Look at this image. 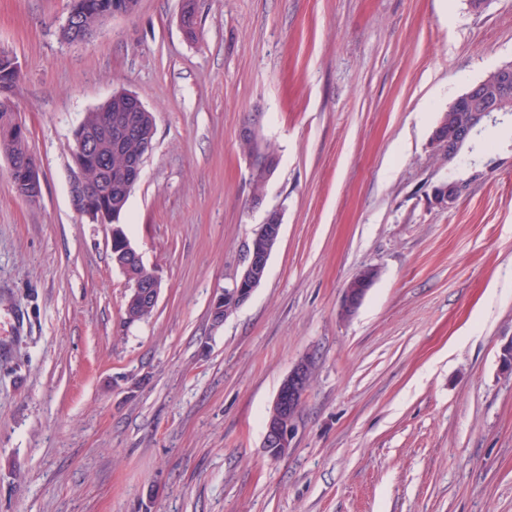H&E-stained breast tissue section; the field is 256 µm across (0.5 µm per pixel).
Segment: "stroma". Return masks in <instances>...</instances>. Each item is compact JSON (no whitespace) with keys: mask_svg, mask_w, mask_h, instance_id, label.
Instances as JSON below:
<instances>
[{"mask_svg":"<svg viewBox=\"0 0 512 512\" xmlns=\"http://www.w3.org/2000/svg\"><path fill=\"white\" fill-rule=\"evenodd\" d=\"M70 0H0L15 110L42 167L0 155V512H512V116L440 166L439 114L512 61V0H138L84 43ZM154 114L124 230L162 282L128 325L106 224L70 201L73 131L115 91ZM278 167L262 206L240 131ZM469 180L454 208L429 184ZM267 273L221 326L265 213ZM379 275L353 314L360 270ZM311 380L287 456L265 421ZM7 174L9 178L20 174L27 186L25 199L29 203H37L42 196V171L39 160L34 154L28 153L23 157H6ZM14 187L18 195L24 199V185L17 176L14 177ZM378 272L372 267L361 270L345 289L342 308L345 314L354 313L361 305L367 291L377 278ZM310 378L309 362L302 359L294 365L278 390L266 422L263 445L273 457L288 455L292 447L294 417L309 386Z\"/></svg>","mask_w":512,"mask_h":512,"instance_id":"stroma-1","label":"stroma"}]
</instances>
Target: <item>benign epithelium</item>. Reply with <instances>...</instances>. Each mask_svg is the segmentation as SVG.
<instances>
[{"label":"benign epithelium","mask_w":512,"mask_h":512,"mask_svg":"<svg viewBox=\"0 0 512 512\" xmlns=\"http://www.w3.org/2000/svg\"><path fill=\"white\" fill-rule=\"evenodd\" d=\"M134 0H116L112 10L104 12L101 21L116 15H129L136 10ZM493 79L479 80L469 86L454 102L453 121L441 123L431 135L432 147L442 164L456 162L461 148L478 128L497 114L512 112V62L504 63L492 72ZM108 107L107 120L88 126L81 122L73 132V161L75 171L70 185L72 205L76 212L96 224H107L112 219L109 155L102 153L103 141L111 143L115 153L123 151L128 139L139 134L141 115L147 107L140 97L128 90H119L105 102ZM153 142L146 143L145 154L129 158L119 197L131 194L140 179L146 153ZM7 174L20 175L27 186L25 199L36 203L42 196V171L34 154L23 157H8ZM95 167L103 187L99 198L87 190L86 170ZM470 186L467 180H441L435 184L429 196L431 204L450 209L466 194ZM283 227V214L278 208L266 211L251 240L244 268L231 287L225 288L215 297L211 307V319L219 327L257 288L266 276L269 258L278 245ZM115 265L126 277L133 279L132 288L126 301V310L143 311L156 306L161 291V282L148 271L139 252L129 240L123 238L120 252L115 256ZM378 272L372 267L361 270L345 289L342 308L345 314L354 313L361 305L367 291L377 278ZM311 378L310 365L305 359L298 361L283 380L271 406L264 434L263 448L273 457L288 453L292 447L294 417L299 409Z\"/></svg>","instance_id":"7a95c632"}]
</instances>
